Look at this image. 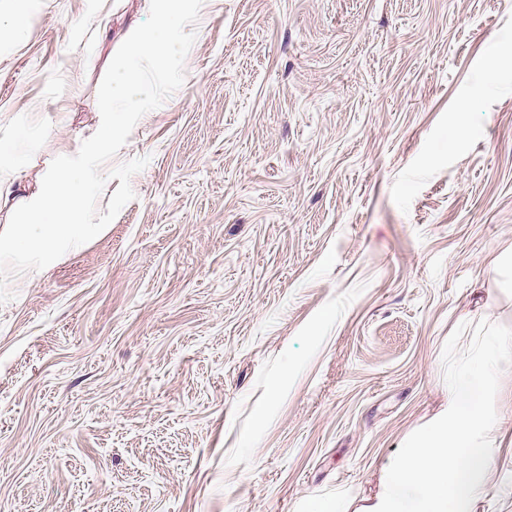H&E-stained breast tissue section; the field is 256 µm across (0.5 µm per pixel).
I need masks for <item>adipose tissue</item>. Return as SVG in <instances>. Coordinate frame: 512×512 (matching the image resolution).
Wrapping results in <instances>:
<instances>
[{
  "instance_id": "1",
  "label": "adipose tissue",
  "mask_w": 512,
  "mask_h": 512,
  "mask_svg": "<svg viewBox=\"0 0 512 512\" xmlns=\"http://www.w3.org/2000/svg\"><path fill=\"white\" fill-rule=\"evenodd\" d=\"M184 18L182 10L165 8L154 30L131 40L124 62L112 71L100 130L77 158L48 166L30 186L21 182L18 164L23 150L39 149L37 134L23 125L16 135L0 138V197L18 200L12 224L0 230V267L17 279L39 277L73 244L106 232L88 204L89 198L108 196L112 184L111 170L100 161L123 137L128 114L143 111L154 97L141 78L140 61L190 42ZM509 371L512 336L495 330L449 354L447 406L381 469L377 489L360 512H474L502 445L498 418L485 396Z\"/></svg>"
}]
</instances>
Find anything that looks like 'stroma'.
<instances>
[{
  "label": "stroma",
  "instance_id": "1",
  "mask_svg": "<svg viewBox=\"0 0 512 512\" xmlns=\"http://www.w3.org/2000/svg\"><path fill=\"white\" fill-rule=\"evenodd\" d=\"M161 3L36 0L0 45V137L40 132L27 177L81 152ZM186 15L190 55L142 61L159 100L91 201L109 231L0 270V512H357L486 305L512 334V0ZM488 403L476 512H512L511 375Z\"/></svg>",
  "mask_w": 512,
  "mask_h": 512
}]
</instances>
